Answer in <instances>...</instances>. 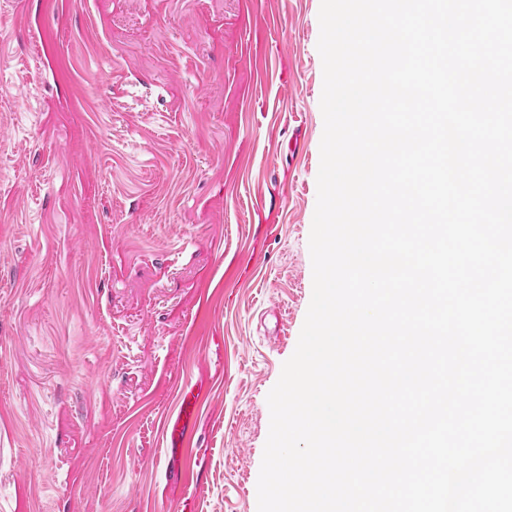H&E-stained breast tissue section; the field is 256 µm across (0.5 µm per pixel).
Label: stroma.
<instances>
[{
  "instance_id": "obj_1",
  "label": "stroma",
  "mask_w": 512,
  "mask_h": 512,
  "mask_svg": "<svg viewBox=\"0 0 512 512\" xmlns=\"http://www.w3.org/2000/svg\"><path fill=\"white\" fill-rule=\"evenodd\" d=\"M320 5L0 0V512H258L313 288Z\"/></svg>"
}]
</instances>
